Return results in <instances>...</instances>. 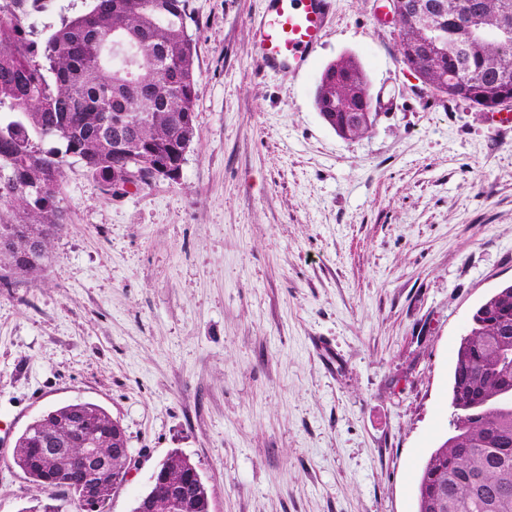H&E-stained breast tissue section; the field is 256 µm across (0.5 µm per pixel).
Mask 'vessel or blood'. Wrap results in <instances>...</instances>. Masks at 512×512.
I'll return each mask as SVG.
<instances>
[{"instance_id":"b4317fda","label":"vessel or blood","mask_w":512,"mask_h":512,"mask_svg":"<svg viewBox=\"0 0 512 512\" xmlns=\"http://www.w3.org/2000/svg\"><path fill=\"white\" fill-rule=\"evenodd\" d=\"M329 9L330 0H268L273 19L254 28L262 65L304 67L322 41Z\"/></svg>"}]
</instances>
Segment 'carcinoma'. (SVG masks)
Masks as SVG:
<instances>
[{"instance_id": "1", "label": "carcinoma", "mask_w": 512, "mask_h": 512, "mask_svg": "<svg viewBox=\"0 0 512 512\" xmlns=\"http://www.w3.org/2000/svg\"><path fill=\"white\" fill-rule=\"evenodd\" d=\"M28 0H0V245L17 246L16 269L35 277L66 216L59 194L68 159L81 161L105 191L131 181L148 164L190 146L196 115L198 36L188 30L187 0H92L91 8L61 21L44 41L32 38ZM479 18L463 30L448 22V51L418 75L450 102L483 110L512 102V0H477ZM444 18L418 25L399 21L396 47L427 39ZM368 78L352 57L324 69L315 95L323 120L360 137L376 123L362 93ZM453 431L429 455L417 487V512H512V284L486 298L460 340L451 377ZM63 418L90 417L81 435L102 451L127 440L101 405L56 408ZM67 447L53 421L19 435L13 453L25 478L54 499L63 491L85 507L77 472L40 448L48 436ZM176 483L197 482L183 454L165 460Z\"/></svg>"}]
</instances>
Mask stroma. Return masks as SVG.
Here are the masks:
<instances>
[{"label": "stroma", "instance_id": "1", "mask_svg": "<svg viewBox=\"0 0 512 512\" xmlns=\"http://www.w3.org/2000/svg\"><path fill=\"white\" fill-rule=\"evenodd\" d=\"M91 0H38L44 40ZM379 0H334L310 64L261 68L266 0H188L197 121L178 180L115 198L70 161L37 277L0 266V512H42L12 461L76 400L133 455L101 512L188 456L211 512H416L450 433L455 353L512 282V130L426 92ZM353 56L385 105L343 139L315 106Z\"/></svg>", "mask_w": 512, "mask_h": 512}]
</instances>
